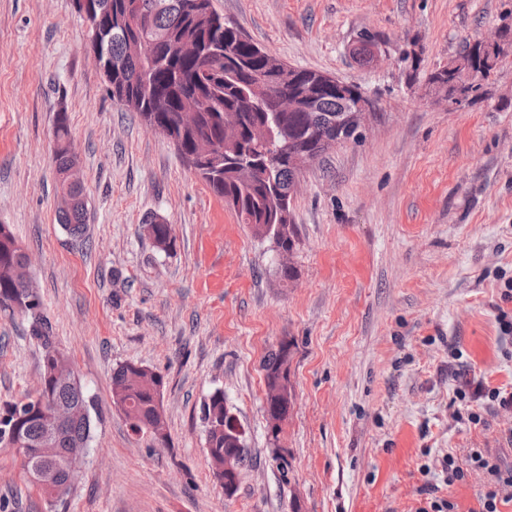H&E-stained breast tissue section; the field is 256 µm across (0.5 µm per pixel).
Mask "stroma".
<instances>
[{"label": "stroma", "mask_w": 512, "mask_h": 512, "mask_svg": "<svg viewBox=\"0 0 512 512\" xmlns=\"http://www.w3.org/2000/svg\"><path fill=\"white\" fill-rule=\"evenodd\" d=\"M211 3L289 66L372 101L357 139L299 178L288 280L172 142L113 101L72 0H0V224L30 255L42 310L96 407L63 500L0 447V512H416L431 485L478 512L481 471L440 480L449 451L512 465V410L455 393L460 376L512 385L499 324L512 315L500 300L512 281V51L458 112L426 76L512 22V0ZM363 40L369 66L352 55ZM61 113L87 193L82 240L56 218ZM149 215L173 225V250L147 236ZM283 342L293 403L273 445L261 361ZM124 363L161 375L164 440L133 432L113 404ZM41 372L27 318L0 311V404L34 393ZM218 390L250 450L230 496L201 414Z\"/></svg>", "instance_id": "1"}]
</instances>
